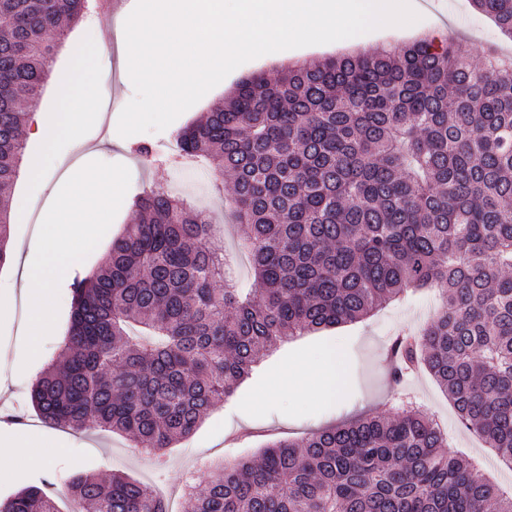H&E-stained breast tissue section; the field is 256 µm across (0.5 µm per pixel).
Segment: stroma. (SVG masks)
<instances>
[{"label": "stroma", "mask_w": 512, "mask_h": 512, "mask_svg": "<svg viewBox=\"0 0 512 512\" xmlns=\"http://www.w3.org/2000/svg\"><path fill=\"white\" fill-rule=\"evenodd\" d=\"M418 14L419 21L408 28L374 30L357 36L353 49L370 51L402 46L433 36L443 26L458 32L476 55L503 42L494 23L477 12L470 0H433L432 6L419 9ZM101 25L108 48L97 65L99 70L109 71L113 76L107 90L112 106L99 108L97 117L86 128L84 141L57 157L51 167L43 165V148L38 139L27 138L15 192L27 196L30 207L27 212L12 216V248L6 264L0 267V278L21 281L26 266L37 261V254L28 248L29 241L53 198L67 189L68 175L77 165L87 163L100 170L122 169L124 178L112 199L111 223L97 226L77 255L73 271L96 268L105 260L113 238L134 217L132 203L136 194L164 188L193 197L209 212L217 234L224 239L225 249L234 256L238 285L247 286L248 259L239 249L242 228L230 221L231 192L218 189L214 163L174 169L163 162L162 156L175 149L174 135L180 128L221 102L242 77L259 72L275 76L282 61L264 58L248 61L165 130L124 138L117 132L118 118L135 94L121 60L124 29L113 19H102ZM81 33V28H72L66 40L57 46L44 91L37 102L39 109L54 110V86L75 79L72 48L80 42ZM140 143L153 144L160 154L159 161L149 165L142 163L133 152ZM60 295L54 324L48 334L42 336L40 347L35 351L30 350L21 330L27 307L23 292H16L10 308L0 309V399L29 400L36 375L59 354L73 302L69 283H62ZM437 303L436 292L428 291L413 299L391 303L361 321L300 336L268 352L260 351L252 373L235 395L218 402L191 437L168 450L166 481L159 486L170 500L173 512H182L181 483L186 471H193L197 484L203 485L209 479L210 465L215 462L229 466L244 455L258 453L273 441H295L321 427L367 414H389L390 395L396 389L390 376L389 341L398 332L422 327ZM329 356L339 359L342 365L343 384L338 392H326L315 383L301 393L282 387L285 377L306 367H320ZM405 388L447 426L452 452L473 460L503 492L512 491V471L498 469L492 451L485 448L475 434L458 426L451 404L428 372L417 373ZM25 430L32 440L55 442L57 455L45 467L15 465L0 472V499L44 480L55 483L59 495H66L67 488L61 484L60 477L76 470L102 474L120 471L144 483H156L154 460L140 455L138 448L120 435L99 431L77 433L49 426L34 413L30 414Z\"/></svg>", "instance_id": "obj_1"}]
</instances>
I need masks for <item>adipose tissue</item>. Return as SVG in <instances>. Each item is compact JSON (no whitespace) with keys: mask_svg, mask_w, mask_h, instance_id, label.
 I'll list each match as a JSON object with an SVG mask.
<instances>
[{"mask_svg":"<svg viewBox=\"0 0 512 512\" xmlns=\"http://www.w3.org/2000/svg\"><path fill=\"white\" fill-rule=\"evenodd\" d=\"M87 57L79 80L54 87L57 102L52 120L42 112L30 115L29 134L40 140L45 158H53L66 144L80 140L83 123L97 108L95 56L103 52L101 25L90 20L80 45ZM120 182L117 172L83 168L71 179L67 194L57 197L49 208V219L39 227L30 248L38 262L25 271L28 306L24 334L29 347H37L50 329L56 308L58 288L66 278L72 260L97 225L108 223L111 201ZM54 452L53 442L32 444L27 436L16 434L0 444V460L25 465L47 463Z\"/></svg>","mask_w":512,"mask_h":512,"instance_id":"obj_1","label":"adipose tissue"}]
</instances>
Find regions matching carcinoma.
Masks as SVG:
<instances>
[{
    "instance_id": "obj_1",
    "label": "carcinoma",
    "mask_w": 512,
    "mask_h": 512,
    "mask_svg": "<svg viewBox=\"0 0 512 512\" xmlns=\"http://www.w3.org/2000/svg\"><path fill=\"white\" fill-rule=\"evenodd\" d=\"M90 0H0V265L25 151L24 100H39L61 20ZM512 40V0H471ZM219 158L233 184L255 287L224 278V239L162 190L108 262L71 284L59 359L33 383L47 424L111 431L165 462L260 349L369 316L411 288L441 305L389 345L391 377L426 369L459 424L512 470V55L448 35L349 52L240 80L177 135L174 161ZM372 415L277 441L186 491L184 512H512L448 434L401 396ZM68 512H168L122 474L75 473ZM0 512H61L30 485Z\"/></svg>"
}]
</instances>
